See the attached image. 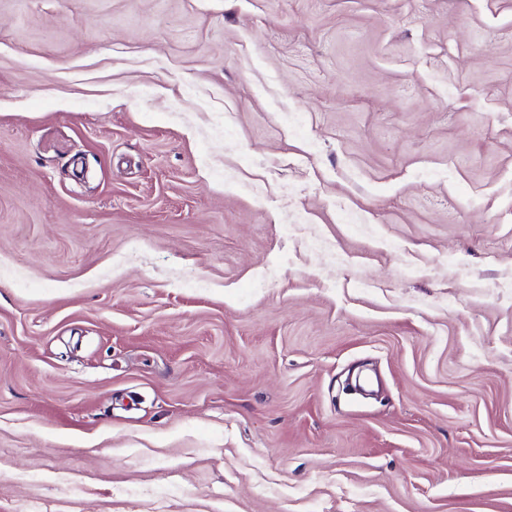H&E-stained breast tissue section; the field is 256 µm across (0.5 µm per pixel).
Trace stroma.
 Masks as SVG:
<instances>
[{
  "label": "stroma",
  "mask_w": 512,
  "mask_h": 512,
  "mask_svg": "<svg viewBox=\"0 0 512 512\" xmlns=\"http://www.w3.org/2000/svg\"><path fill=\"white\" fill-rule=\"evenodd\" d=\"M512 512V0H0V512Z\"/></svg>",
  "instance_id": "stroma-1"
}]
</instances>
